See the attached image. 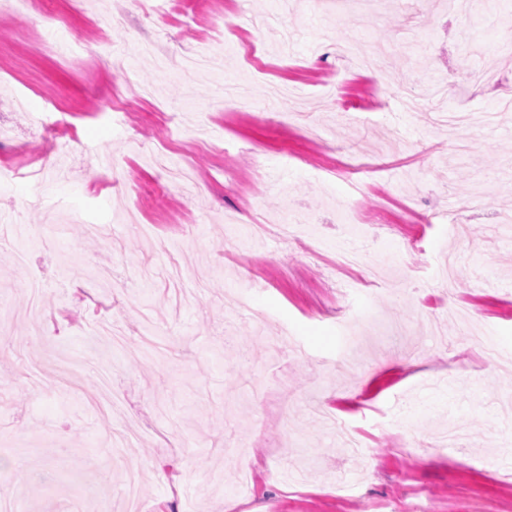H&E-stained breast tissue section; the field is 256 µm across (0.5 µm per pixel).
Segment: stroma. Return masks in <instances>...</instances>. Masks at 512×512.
<instances>
[{"mask_svg": "<svg viewBox=\"0 0 512 512\" xmlns=\"http://www.w3.org/2000/svg\"><path fill=\"white\" fill-rule=\"evenodd\" d=\"M471 3L0 12V487L25 512H372L416 488L512 512V0ZM479 67L493 90L464 86ZM132 87L153 95L111 110ZM433 283L481 344L430 334Z\"/></svg>", "mask_w": 512, "mask_h": 512, "instance_id": "obj_1", "label": "stroma"}]
</instances>
